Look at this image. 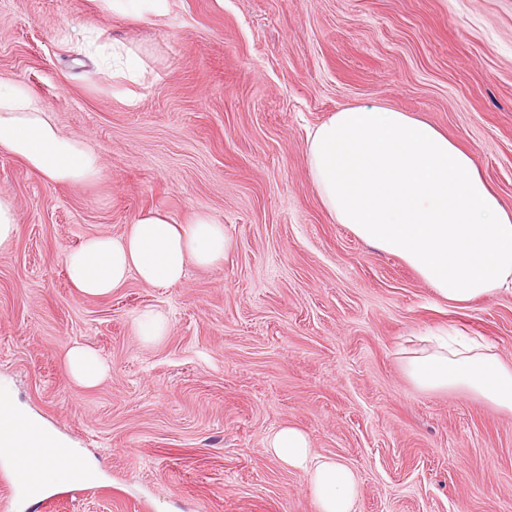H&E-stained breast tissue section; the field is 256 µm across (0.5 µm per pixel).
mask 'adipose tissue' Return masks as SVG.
Segmentation results:
<instances>
[{"instance_id":"1","label":"adipose tissue","mask_w":512,"mask_h":512,"mask_svg":"<svg viewBox=\"0 0 512 512\" xmlns=\"http://www.w3.org/2000/svg\"><path fill=\"white\" fill-rule=\"evenodd\" d=\"M0 147L56 183L97 180L102 162L82 140L65 136L50 112L19 85L0 79ZM308 175L328 215L359 239L402 258L438 295L462 305L512 288V210L479 175L472 157L431 124L381 105L348 106L306 142ZM223 225L199 214L181 224L142 213L120 236L96 235L64 258L68 280L86 297H104L130 276L153 287L181 282L189 263L223 260ZM424 390H460L512 411V367L474 340L450 336L407 361ZM57 441L0 393V447L15 449L17 473L37 484L96 481L77 451L58 459ZM267 446L303 473L318 512H353L358 480L342 462L315 456L308 434L285 426Z\"/></svg>"}]
</instances>
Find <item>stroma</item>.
I'll return each mask as SVG.
<instances>
[{
  "instance_id": "obj_1",
  "label": "stroma",
  "mask_w": 512,
  "mask_h": 512,
  "mask_svg": "<svg viewBox=\"0 0 512 512\" xmlns=\"http://www.w3.org/2000/svg\"><path fill=\"white\" fill-rule=\"evenodd\" d=\"M140 51L129 82L89 43ZM0 77L103 159L53 184L0 149L19 233L0 252V392L100 471L29 512H317L273 458L290 425L358 479L354 512H512V412L425 391L405 354L458 331L512 366V291L442 300L401 258L331 221L308 132L343 107L410 113L470 153L512 208V0H0ZM222 224L223 260L103 298L64 257L144 211ZM162 311L168 333L136 336ZM106 374L69 377L74 345ZM135 326L138 336L146 342L157 341L165 336L168 330L165 316L155 310H145L140 313L135 320Z\"/></svg>"
}]
</instances>
